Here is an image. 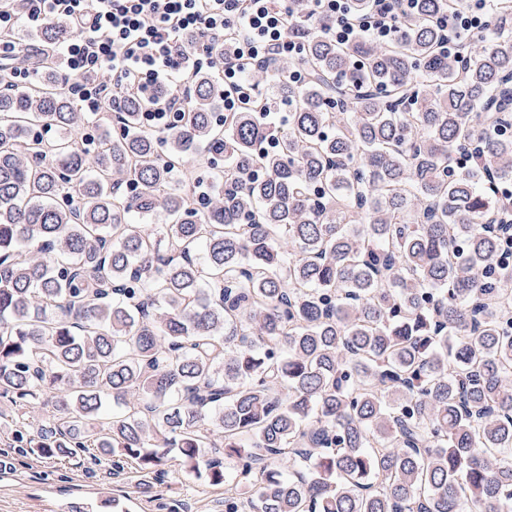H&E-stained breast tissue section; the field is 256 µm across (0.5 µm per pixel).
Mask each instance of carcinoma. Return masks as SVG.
I'll use <instances>...</instances> for the list:
<instances>
[{
    "mask_svg": "<svg viewBox=\"0 0 512 512\" xmlns=\"http://www.w3.org/2000/svg\"><path fill=\"white\" fill-rule=\"evenodd\" d=\"M459 5L397 3L385 46L309 38L300 85L268 62L282 129L218 119L210 73L184 124L133 98L92 146L54 67L0 90V402L52 405L18 451L173 454L224 512H512V0L455 58Z\"/></svg>",
    "mask_w": 512,
    "mask_h": 512,
    "instance_id": "1",
    "label": "carcinoma"
}]
</instances>
